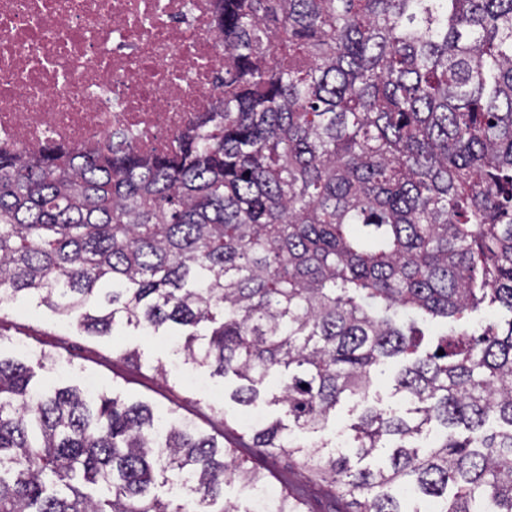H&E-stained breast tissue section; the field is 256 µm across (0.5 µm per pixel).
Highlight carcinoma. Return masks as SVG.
<instances>
[{
    "mask_svg": "<svg viewBox=\"0 0 512 512\" xmlns=\"http://www.w3.org/2000/svg\"><path fill=\"white\" fill-rule=\"evenodd\" d=\"M212 31L217 101L167 151L0 148V310L173 330L245 407L277 371L308 433L399 358L405 414L350 425L388 465L278 421L255 447L343 512H512V0H216ZM232 481L267 486L190 422L0 358V512H224Z\"/></svg>",
    "mask_w": 512,
    "mask_h": 512,
    "instance_id": "obj_1",
    "label": "carcinoma"
}]
</instances>
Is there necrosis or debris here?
<instances>
[{
  "label": "necrosis or debris",
  "mask_w": 512,
  "mask_h": 512,
  "mask_svg": "<svg viewBox=\"0 0 512 512\" xmlns=\"http://www.w3.org/2000/svg\"><path fill=\"white\" fill-rule=\"evenodd\" d=\"M215 0H0V148L166 149L214 99Z\"/></svg>",
  "instance_id": "1"
}]
</instances>
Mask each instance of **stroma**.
Masks as SVG:
<instances>
[{"mask_svg": "<svg viewBox=\"0 0 512 512\" xmlns=\"http://www.w3.org/2000/svg\"><path fill=\"white\" fill-rule=\"evenodd\" d=\"M181 342V337L165 332L145 335L122 327L109 336H90L43 306L0 312V357L33 367L38 383L95 385L127 401L148 404L156 416L187 419L213 433L221 445L244 434L255 411L292 426L280 406L262 400L252 410L232 401L236 378L195 372L177 349ZM43 353L52 360L42 366L38 358ZM242 455L248 466L267 475L275 491L301 489L304 512H340L337 492L311 482L286 456L263 448H246Z\"/></svg>", "mask_w": 512, "mask_h": 512, "instance_id": "1", "label": "stroma"}]
</instances>
